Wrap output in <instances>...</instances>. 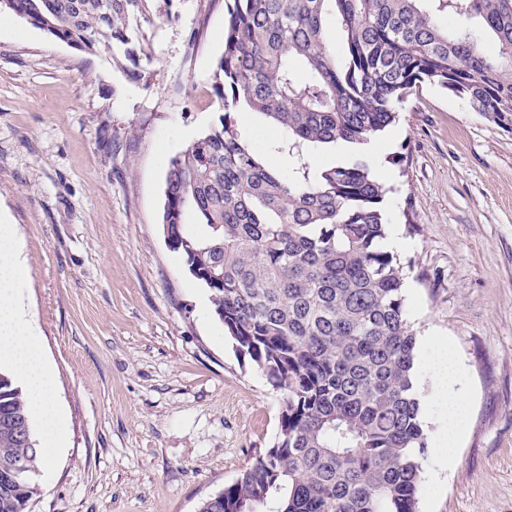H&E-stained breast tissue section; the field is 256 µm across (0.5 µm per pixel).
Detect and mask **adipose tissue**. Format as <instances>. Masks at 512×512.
Returning a JSON list of instances; mask_svg holds the SVG:
<instances>
[{"mask_svg":"<svg viewBox=\"0 0 512 512\" xmlns=\"http://www.w3.org/2000/svg\"><path fill=\"white\" fill-rule=\"evenodd\" d=\"M28 271L20 239L14 225L0 224V363H5L28 393L34 419L42 430L45 462H52L61 440L62 417L54 399L53 371L44 358L39 327L23 302ZM433 358L429 374L439 391L433 401L442 409L435 435L441 454L454 448L466 427L468 403L448 395V378L459 371V364L445 344L431 348Z\"/></svg>","mask_w":512,"mask_h":512,"instance_id":"obj_1","label":"adipose tissue"}]
</instances>
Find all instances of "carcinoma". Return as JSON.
I'll list each match as a JSON object with an SVG mask.
<instances>
[{
  "label": "carcinoma",
  "instance_id": "1",
  "mask_svg": "<svg viewBox=\"0 0 512 512\" xmlns=\"http://www.w3.org/2000/svg\"><path fill=\"white\" fill-rule=\"evenodd\" d=\"M158 1L174 2L0 0V14L123 60L139 81L148 47L132 22L153 23ZM424 84L512 113V0H224L210 74L221 113L169 160L161 224L284 402L276 443L197 512H417L427 434L402 267L382 245L388 188L363 161L313 171L308 159L363 149ZM244 112L279 130L269 151L287 172L247 140ZM14 462L27 479L0 478V512H26L43 464L23 391L0 368V465Z\"/></svg>",
  "mask_w": 512,
  "mask_h": 512
}]
</instances>
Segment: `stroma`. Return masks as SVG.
<instances>
[{
  "label": "stroma",
  "instance_id": "1",
  "mask_svg": "<svg viewBox=\"0 0 512 512\" xmlns=\"http://www.w3.org/2000/svg\"><path fill=\"white\" fill-rule=\"evenodd\" d=\"M142 80L14 17L0 26V212L17 228L65 440L28 512H197L280 432L283 394L241 355L160 224L169 159L214 122L224 0L147 26ZM364 153L400 230L422 356L450 344L468 401L426 451L418 512H512V113L425 85Z\"/></svg>",
  "mask_w": 512,
  "mask_h": 512
}]
</instances>
